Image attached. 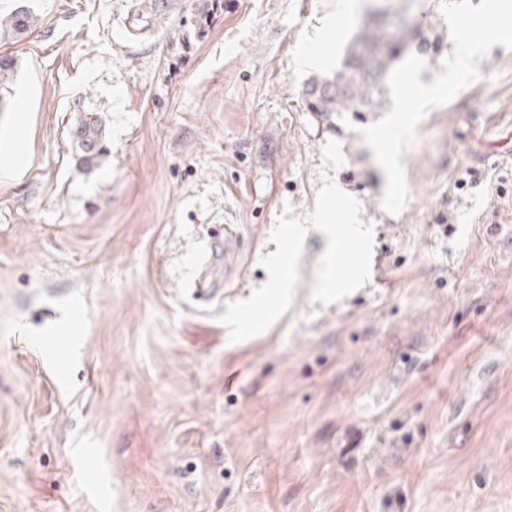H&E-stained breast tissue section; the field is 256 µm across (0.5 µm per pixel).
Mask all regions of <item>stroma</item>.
I'll return each mask as SVG.
<instances>
[{
  "label": "stroma",
  "mask_w": 512,
  "mask_h": 512,
  "mask_svg": "<svg viewBox=\"0 0 512 512\" xmlns=\"http://www.w3.org/2000/svg\"><path fill=\"white\" fill-rule=\"evenodd\" d=\"M0 0L39 26L0 85V512H512V49L429 110L402 157L409 199L384 210L359 133L307 112L338 67L347 0ZM441 0H364L454 49ZM106 160L77 165L79 118ZM373 227L372 279L313 301L326 237L309 230L290 309L229 341L218 317L268 279L284 205L312 212L322 149ZM239 225L220 302L192 258ZM174 4L172 0H141L140 7L141 11L135 17L137 21L159 22L166 18L170 14L171 7Z\"/></svg>",
  "instance_id": "1"
}]
</instances>
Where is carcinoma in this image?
<instances>
[{"mask_svg": "<svg viewBox=\"0 0 512 512\" xmlns=\"http://www.w3.org/2000/svg\"><path fill=\"white\" fill-rule=\"evenodd\" d=\"M174 0H141L137 20L159 22L170 14ZM38 24L30 10L19 7L0 15V38H16ZM418 28L405 23L389 27L365 21L349 44L339 68L326 76H314L303 87L307 111L319 116L328 127L336 120L353 113L382 112L389 104L387 77L405 55L428 53L427 44L417 36ZM78 142V165L86 171L101 166L105 124L99 117H87L75 130Z\"/></svg>", "mask_w": 512, "mask_h": 512, "instance_id": "cac0c4a2", "label": "carcinoma"}]
</instances>
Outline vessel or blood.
Listing matches in <instances>:
<instances>
[{
	"mask_svg": "<svg viewBox=\"0 0 512 512\" xmlns=\"http://www.w3.org/2000/svg\"><path fill=\"white\" fill-rule=\"evenodd\" d=\"M239 243L240 236L231 224L225 225L222 236L209 240L203 270L190 285L195 300L212 303L220 295L222 283L235 280L240 267ZM219 268L224 271V278L220 281L214 276Z\"/></svg>",
	"mask_w": 512,
	"mask_h": 512,
	"instance_id": "b4317fda",
	"label": "vessel or blood"
}]
</instances>
